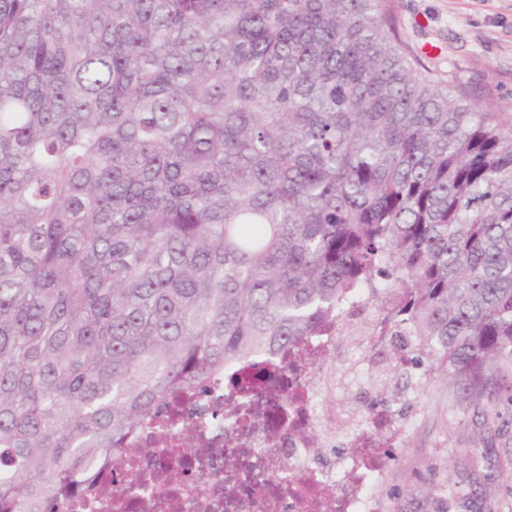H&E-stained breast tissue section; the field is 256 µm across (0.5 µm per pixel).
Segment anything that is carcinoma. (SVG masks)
<instances>
[{
	"instance_id": "cac0c4a2",
	"label": "carcinoma",
	"mask_w": 512,
	"mask_h": 512,
	"mask_svg": "<svg viewBox=\"0 0 512 512\" xmlns=\"http://www.w3.org/2000/svg\"><path fill=\"white\" fill-rule=\"evenodd\" d=\"M333 326L370 366L309 382L332 416L406 351L512 392V116L418 70L395 0H0V512Z\"/></svg>"
}]
</instances>
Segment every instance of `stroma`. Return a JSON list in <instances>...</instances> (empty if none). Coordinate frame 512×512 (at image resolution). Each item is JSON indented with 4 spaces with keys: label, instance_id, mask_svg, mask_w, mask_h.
Listing matches in <instances>:
<instances>
[{
    "label": "stroma",
    "instance_id": "35a3bbf8",
    "mask_svg": "<svg viewBox=\"0 0 512 512\" xmlns=\"http://www.w3.org/2000/svg\"><path fill=\"white\" fill-rule=\"evenodd\" d=\"M409 58L456 97L512 115V0H396ZM388 398L406 419L386 458L381 512H512V398L483 419L442 377L422 390H340L346 414Z\"/></svg>",
    "mask_w": 512,
    "mask_h": 512
}]
</instances>
